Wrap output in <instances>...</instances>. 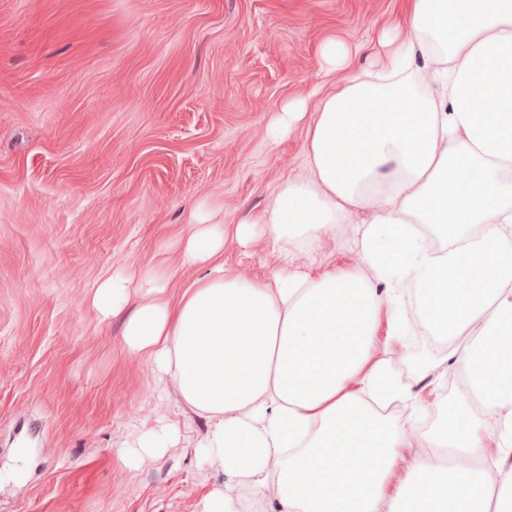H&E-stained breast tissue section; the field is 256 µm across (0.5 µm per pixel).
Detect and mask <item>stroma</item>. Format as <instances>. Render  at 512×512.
Wrapping results in <instances>:
<instances>
[{
	"mask_svg": "<svg viewBox=\"0 0 512 512\" xmlns=\"http://www.w3.org/2000/svg\"><path fill=\"white\" fill-rule=\"evenodd\" d=\"M393 0H0V512H201L230 480L174 383L129 352L122 318L92 308L123 273L166 272L175 300L206 275L180 265L196 215L257 214L305 174L313 113L287 137L283 107L360 69ZM265 238L224 241V269L271 280ZM425 410L448 413L447 350L419 327L396 349ZM174 423L162 457L128 465L138 437ZM322 57L330 69H347L350 66V54L347 47L335 39L324 43Z\"/></svg>",
	"mask_w": 512,
	"mask_h": 512,
	"instance_id": "35a3bbf8",
	"label": "stroma"
}]
</instances>
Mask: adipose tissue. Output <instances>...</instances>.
Segmentation results:
<instances>
[{"label":"adipose tissue","mask_w":512,"mask_h":512,"mask_svg":"<svg viewBox=\"0 0 512 512\" xmlns=\"http://www.w3.org/2000/svg\"><path fill=\"white\" fill-rule=\"evenodd\" d=\"M401 4L410 25L383 31L380 64L350 71L347 47L324 43L349 76L315 105L308 175L235 228L278 252L271 281L225 272L224 231L198 224L181 263L210 271L176 302L155 298L163 275L142 277L151 298L127 316L124 278L95 291L96 312L124 316L127 348L206 421V460L238 481L202 512H266L272 492L280 512H512V0ZM358 211L339 244L357 261L336 268L321 245ZM424 224L447 246L431 250ZM408 297L461 376L426 430L386 416L420 402L373 355L402 344Z\"/></svg>","instance_id":"adipose-tissue-1"}]
</instances>
